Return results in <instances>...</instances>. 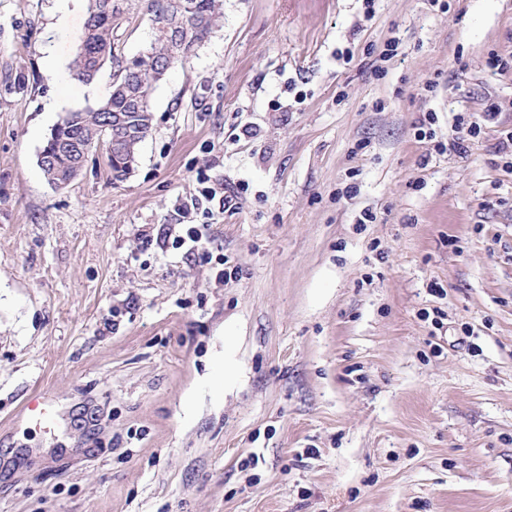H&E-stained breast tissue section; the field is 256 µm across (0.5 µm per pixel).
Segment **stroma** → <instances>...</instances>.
Masks as SVG:
<instances>
[{
    "label": "stroma",
    "instance_id": "35a3bbf8",
    "mask_svg": "<svg viewBox=\"0 0 512 512\" xmlns=\"http://www.w3.org/2000/svg\"><path fill=\"white\" fill-rule=\"evenodd\" d=\"M223 3L126 179L97 147L57 188L37 155L115 68H69L87 5L0 0V512H512V0ZM453 132L456 133L452 136L450 145L455 150L466 153L469 145L476 139L480 132L481 126L477 122L465 120V117L456 116L454 119Z\"/></svg>",
    "mask_w": 512,
    "mask_h": 512
}]
</instances>
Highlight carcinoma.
<instances>
[{"label": "carcinoma", "instance_id": "cac0c4a2", "mask_svg": "<svg viewBox=\"0 0 512 512\" xmlns=\"http://www.w3.org/2000/svg\"><path fill=\"white\" fill-rule=\"evenodd\" d=\"M185 5L182 24L192 30L191 40L183 47L174 40L165 17L153 19L150 47L120 64L114 54L112 36L119 15L116 0H90L82 45L72 62V70L82 82L91 81L108 63L117 65L113 74L112 94L103 104L69 112L57 123L42 147L48 156L40 165L49 183L71 182L82 169L91 149L104 150L112 179L120 180L134 168L141 143L152 128L151 92L161 83L175 63L187 58L205 42L223 17L221 0H180ZM131 113L134 135L119 147L112 146V117Z\"/></svg>", "mask_w": 512, "mask_h": 512}]
</instances>
